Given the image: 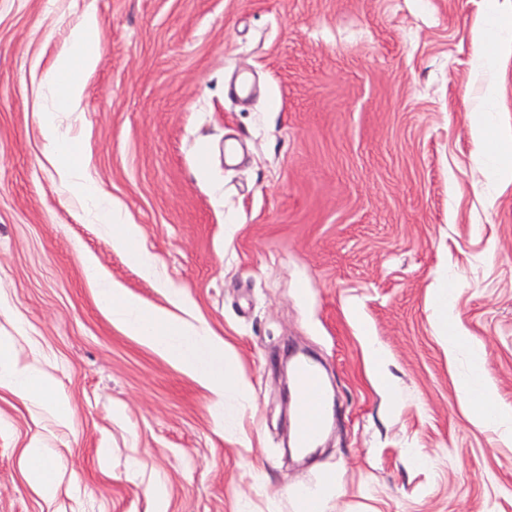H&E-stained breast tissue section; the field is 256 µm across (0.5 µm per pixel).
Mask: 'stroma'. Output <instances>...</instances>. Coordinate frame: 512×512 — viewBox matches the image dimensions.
Returning <instances> with one entry per match:
<instances>
[{
    "label": "stroma",
    "instance_id": "obj_1",
    "mask_svg": "<svg viewBox=\"0 0 512 512\" xmlns=\"http://www.w3.org/2000/svg\"><path fill=\"white\" fill-rule=\"evenodd\" d=\"M91 11L99 52L55 126L109 225L38 120ZM499 14L512 0H0V336L70 407L0 388V512H154L159 485L167 512H300L312 493L323 512H512V181L471 126L512 130V46L485 45ZM91 266L223 341L247 396L215 418L100 305ZM303 350L336 409L300 460L281 367ZM484 387L495 431L467 404ZM112 241L113 244L126 249L135 260L139 262L144 261L145 257L142 255L137 244V232L132 225L113 224ZM47 448L33 443L25 449V468L28 480L43 495L49 496L55 491L54 470L46 464Z\"/></svg>",
    "mask_w": 512,
    "mask_h": 512
}]
</instances>
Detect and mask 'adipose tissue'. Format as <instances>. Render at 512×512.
Returning a JSON list of instances; mask_svg holds the SVG:
<instances>
[{"mask_svg": "<svg viewBox=\"0 0 512 512\" xmlns=\"http://www.w3.org/2000/svg\"><path fill=\"white\" fill-rule=\"evenodd\" d=\"M97 55V22L88 17L72 37L71 47L62 53L49 73L56 91V110L72 111L81 95L78 71L91 65ZM101 305L123 317L126 326L157 350L180 363L213 396L214 409H222L224 392L234 376V364L223 345L212 337L199 334L182 321L159 310L143 308L116 288L99 292ZM8 383L21 396L51 403L55 412L67 416V404L55 398L50 380L28 366L18 363L10 340L0 339V384Z\"/></svg>", "mask_w": 512, "mask_h": 512, "instance_id": "obj_1", "label": "adipose tissue"}]
</instances>
